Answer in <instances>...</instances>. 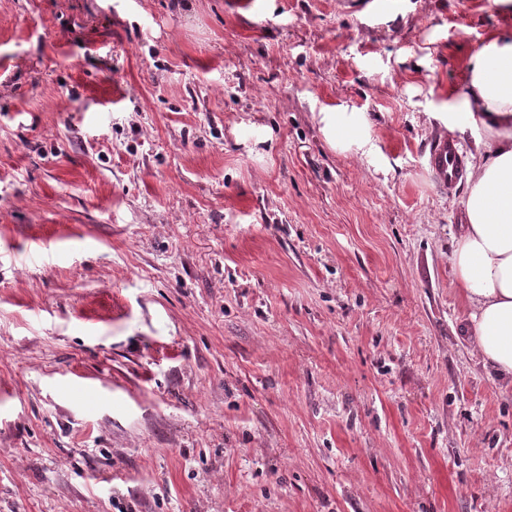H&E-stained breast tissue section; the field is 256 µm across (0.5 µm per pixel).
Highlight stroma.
I'll return each mask as SVG.
<instances>
[{"label": "stroma", "mask_w": 512, "mask_h": 512, "mask_svg": "<svg viewBox=\"0 0 512 512\" xmlns=\"http://www.w3.org/2000/svg\"><path fill=\"white\" fill-rule=\"evenodd\" d=\"M192 4L0 0V512H512L429 169L512 0Z\"/></svg>", "instance_id": "stroma-1"}]
</instances>
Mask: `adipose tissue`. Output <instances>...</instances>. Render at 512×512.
<instances>
[{
	"mask_svg": "<svg viewBox=\"0 0 512 512\" xmlns=\"http://www.w3.org/2000/svg\"><path fill=\"white\" fill-rule=\"evenodd\" d=\"M441 123L469 153L468 194L450 262L469 310L465 341L494 379L512 387V37L492 36L452 89Z\"/></svg>",
	"mask_w": 512,
	"mask_h": 512,
	"instance_id": "ef3b65f1",
	"label": "adipose tissue"
}]
</instances>
